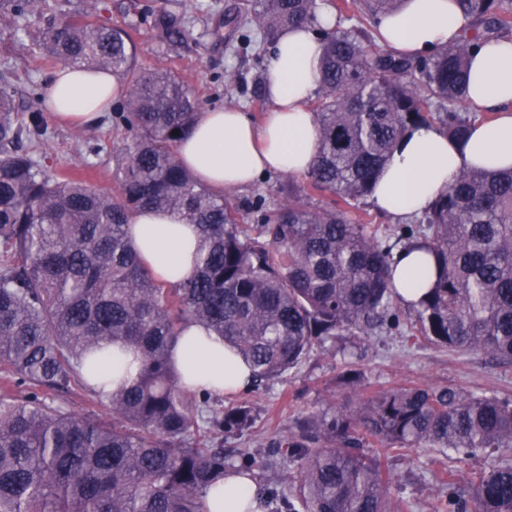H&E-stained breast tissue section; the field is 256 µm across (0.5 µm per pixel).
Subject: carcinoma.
Listing matches in <instances>:
<instances>
[{
  "label": "carcinoma",
  "instance_id": "1",
  "mask_svg": "<svg viewBox=\"0 0 512 512\" xmlns=\"http://www.w3.org/2000/svg\"><path fill=\"white\" fill-rule=\"evenodd\" d=\"M400 0H363L377 28ZM469 32L425 58L370 49L365 31L327 28L318 0H247L243 24L266 42L295 27L323 46L312 102L320 137L306 173L323 205L288 185L284 202L245 224L224 194L198 183L176 153L201 114L195 88L138 64L125 23L60 11L31 34L33 0H0V24L31 38L36 59L110 72L122 82L125 131L113 151L115 188L49 172L23 143L47 134L44 113L22 117L0 70V371L27 395L0 390V512H205L207 488L230 474L254 477L288 460L297 476L262 489L265 512H394L382 452L428 443L448 458L492 449L499 460L462 495L453 474L437 512H512V396L452 387L357 389L360 342L400 327L393 251L424 241L437 278L415 309L418 333L454 350L512 360V170L462 172L394 234L358 219L396 142L433 123L467 136L461 110L474 51L512 37V0H457ZM156 39L187 38L178 18L148 10ZM179 134H173V131ZM180 215L198 229V262L183 281L156 279L128 242L140 209ZM204 326L251 372L247 392L302 365L332 343L344 360L347 404L311 413L261 453L224 449L219 433L253 423L249 401L223 409L184 390L169 349ZM119 344L138 378L103 394L84 379L86 360ZM82 387L112 421L79 415L47 392ZM210 414L203 432L197 416ZM379 446L370 454L366 447Z\"/></svg>",
  "mask_w": 512,
  "mask_h": 512
}]
</instances>
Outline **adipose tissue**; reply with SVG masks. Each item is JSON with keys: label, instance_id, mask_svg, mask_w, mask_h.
<instances>
[{"label": "adipose tissue", "instance_id": "1", "mask_svg": "<svg viewBox=\"0 0 512 512\" xmlns=\"http://www.w3.org/2000/svg\"><path fill=\"white\" fill-rule=\"evenodd\" d=\"M469 21L456 0H403L382 18L380 42L402 54L423 56L458 40ZM321 43L308 28L285 31L266 64L265 95L271 103L263 124L248 113L215 108L203 112L178 143L177 156L213 192L247 188L272 172L306 173L319 149L316 118L308 103L319 81ZM120 93L116 76L73 67L58 69L46 99L70 124L96 123ZM467 104L482 113L470 134L452 140L436 125L413 127L395 146L368 197L373 208L393 219L421 213L461 172L512 169V41L484 43L475 54L466 89ZM129 242L154 276L179 283L195 267L197 229L179 216L141 210L129 218ZM434 279L425 245L396 252L392 280L406 301ZM173 355L185 389L216 394L245 387L249 369L204 328L178 337ZM260 489L250 478L218 480L205 496L207 512H245L257 506Z\"/></svg>", "mask_w": 512, "mask_h": 512}]
</instances>
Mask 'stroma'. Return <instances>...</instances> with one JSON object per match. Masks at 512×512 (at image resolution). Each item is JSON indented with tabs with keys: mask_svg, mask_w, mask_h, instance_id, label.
<instances>
[{
	"mask_svg": "<svg viewBox=\"0 0 512 512\" xmlns=\"http://www.w3.org/2000/svg\"><path fill=\"white\" fill-rule=\"evenodd\" d=\"M203 1L223 17V41L205 35V15L199 9ZM103 3L111 5L113 19L132 23L140 63L168 69L188 80L205 108H239L254 121L263 120L269 110L264 94L265 58L272 48L264 46L258 53L239 50L238 24L244 0H36L35 10L47 17L60 10L90 12ZM148 5L181 16L191 32L188 41L169 49L160 46L149 25L139 20ZM30 45V39L0 26V62L10 61L13 67L15 99L23 111L33 105L35 89L43 87L54 72L53 66L33 60ZM122 138V128L105 117L81 128L52 118L47 136L32 151L34 158L45 160L52 172L82 175L109 190L114 186L112 149ZM305 183L301 175L272 173L250 188L229 191L228 196L241 210L245 223L257 224L263 214L276 207L288 186ZM415 320L413 311H405L398 331L376 337L366 345L360 364L363 389L374 392L393 386H451L463 392L512 394V362L479 353L451 352L421 337L408 339ZM342 369L341 358L327 350H313L285 378L249 394L256 424L244 435L228 438L225 449L260 450L298 415L342 403L349 394L336 382ZM497 459V454L483 452L457 464L431 448L421 447L389 452L383 462L394 476L392 502L404 503L403 512H434L441 491L434 479L436 473L455 469L459 484L465 488Z\"/></svg>",
	"mask_w": 512,
	"mask_h": 512,
	"instance_id": "obj_1",
	"label": "stroma"
}]
</instances>
